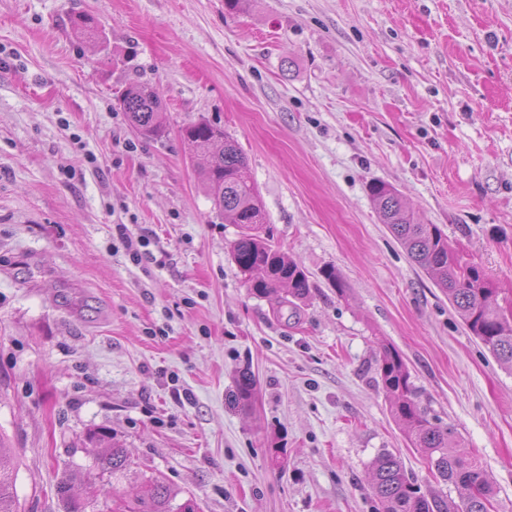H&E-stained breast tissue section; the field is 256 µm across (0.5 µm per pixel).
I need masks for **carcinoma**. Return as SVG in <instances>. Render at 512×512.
I'll list each match as a JSON object with an SVG mask.
<instances>
[{"label":"carcinoma","instance_id":"cac0c4a2","mask_svg":"<svg viewBox=\"0 0 512 512\" xmlns=\"http://www.w3.org/2000/svg\"><path fill=\"white\" fill-rule=\"evenodd\" d=\"M120 106L142 136L156 140L165 136L163 104L155 88L144 83L129 86L120 98ZM183 137L195 156L206 159L200 175L203 184L214 191L220 217L240 229L231 256L249 277L253 291L259 296L283 291L294 300L305 299L311 288L309 277L295 260L270 243L260 195L246 175L247 161L241 149L223 127L207 121L188 125ZM369 191L381 222L411 260L448 296L471 334L496 359L512 366V317L501 314L482 268L451 256L448 238L440 227L416 222L395 187L374 181ZM377 374L392 402L394 418L411 445L422 451L434 478L459 491L457 503L438 494L421 493L401 459L384 451L370 467L372 493L380 512H489L495 490L487 471L477 462L466 460L454 442L453 429L440 425L430 415L411 381L407 364L395 348L383 347ZM11 453L0 437V512H19L15 475L1 464ZM101 463L114 475L131 465L125 450L114 445L101 457ZM143 485L150 488V495L133 505L131 512H198V505L191 498L172 506L170 488L157 479H148Z\"/></svg>","mask_w":512,"mask_h":512}]
</instances>
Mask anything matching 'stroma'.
Instances as JSON below:
<instances>
[{
	"label": "stroma",
	"mask_w": 512,
	"mask_h": 512,
	"mask_svg": "<svg viewBox=\"0 0 512 512\" xmlns=\"http://www.w3.org/2000/svg\"><path fill=\"white\" fill-rule=\"evenodd\" d=\"M225 3L0 0V437L21 512H116L147 478L200 512H376L385 450L457 499L392 416L385 344L512 512V368L368 194L396 187L512 304V0ZM137 82L162 139L120 107ZM202 119L244 153L307 299L253 294L232 260L239 229L182 138ZM121 224L148 238L140 262ZM108 437L125 473L88 452ZM119 101L130 123L142 136L156 140L165 136L166 124L160 115L163 104L155 88L144 83L133 84Z\"/></svg>",
	"instance_id": "35a3bbf8"
}]
</instances>
